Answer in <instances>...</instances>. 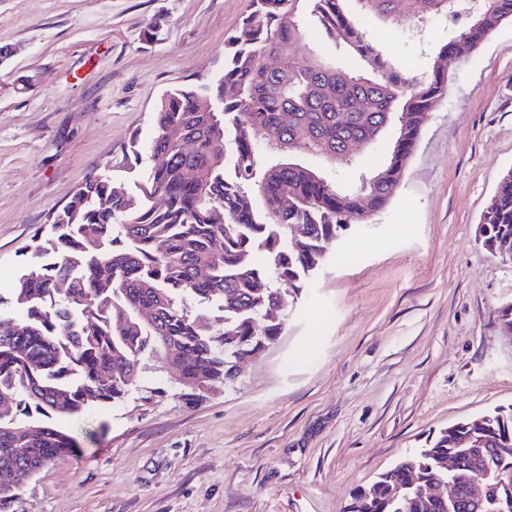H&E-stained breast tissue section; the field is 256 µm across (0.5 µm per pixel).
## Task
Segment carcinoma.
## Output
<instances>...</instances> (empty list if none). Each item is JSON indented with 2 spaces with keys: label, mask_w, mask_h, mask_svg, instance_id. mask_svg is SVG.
I'll return each mask as SVG.
<instances>
[{
  "label": "carcinoma",
  "mask_w": 512,
  "mask_h": 512,
  "mask_svg": "<svg viewBox=\"0 0 512 512\" xmlns=\"http://www.w3.org/2000/svg\"><path fill=\"white\" fill-rule=\"evenodd\" d=\"M227 40L224 70L173 88L151 116L144 146L132 137L134 188L91 172L18 276L0 316V487L18 490L29 470L72 454L76 440L41 418L105 408L128 393L144 360L212 392L236 358L280 335L268 318L275 281L299 291L329 248L382 210L403 176L436 103L447 96L448 54L475 50L512 0H252ZM444 16L462 26L437 45L431 69L392 66L360 18ZM313 22L325 51L271 69ZM384 140L383 159L350 155ZM483 245L512 256V170L480 228ZM60 281L67 282L61 292ZM454 457L453 472L441 462ZM506 478L482 512H512V408L456 423L427 447L358 489L345 512H464L480 473ZM453 480L460 503L431 499L427 484Z\"/></svg>",
  "instance_id": "cac0c4a2"
}]
</instances>
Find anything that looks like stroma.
Segmentation results:
<instances>
[{
    "label": "stroma",
    "instance_id": "obj_1",
    "mask_svg": "<svg viewBox=\"0 0 512 512\" xmlns=\"http://www.w3.org/2000/svg\"><path fill=\"white\" fill-rule=\"evenodd\" d=\"M250 0H0V298L93 171L132 185L161 95L224 68ZM157 42L141 40L155 19ZM424 69L448 21L363 22ZM389 204L352 227L283 329L234 381L189 402L150 360L129 397L62 421L75 453L10 512H344L352 493L456 422L512 406V262L478 226L512 169V19L448 67Z\"/></svg>",
    "mask_w": 512,
    "mask_h": 512
}]
</instances>
